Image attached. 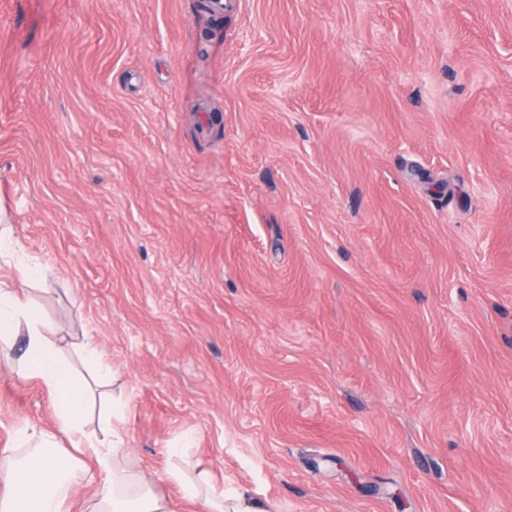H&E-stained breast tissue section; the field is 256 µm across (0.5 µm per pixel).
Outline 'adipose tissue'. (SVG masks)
<instances>
[{"instance_id": "ef3b65f1", "label": "adipose tissue", "mask_w": 512, "mask_h": 512, "mask_svg": "<svg viewBox=\"0 0 512 512\" xmlns=\"http://www.w3.org/2000/svg\"><path fill=\"white\" fill-rule=\"evenodd\" d=\"M0 256L14 259L17 272L15 278L0 279V355L6 354L13 337L24 336L20 365L26 377L38 381L57 401L53 429L29 426L20 431L17 445L28 449V456L0 458V512H176L145 475L115 467L123 440L112 423H104L97 434L86 429V385L68 359L76 351L86 362L100 364L95 340L87 337L76 343L48 336L27 291L29 284L43 279V268L20 257L9 230L0 231ZM89 461L97 466L96 492L76 505L72 499L77 470ZM169 478L199 512H268L246 493L227 497L207 491L206 473L192 480L173 471Z\"/></svg>"}]
</instances>
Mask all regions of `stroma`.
<instances>
[{"label": "stroma", "instance_id": "1", "mask_svg": "<svg viewBox=\"0 0 512 512\" xmlns=\"http://www.w3.org/2000/svg\"><path fill=\"white\" fill-rule=\"evenodd\" d=\"M0 0V221L125 462L277 512H512V0ZM56 401L0 363V455Z\"/></svg>", "mask_w": 512, "mask_h": 512}]
</instances>
